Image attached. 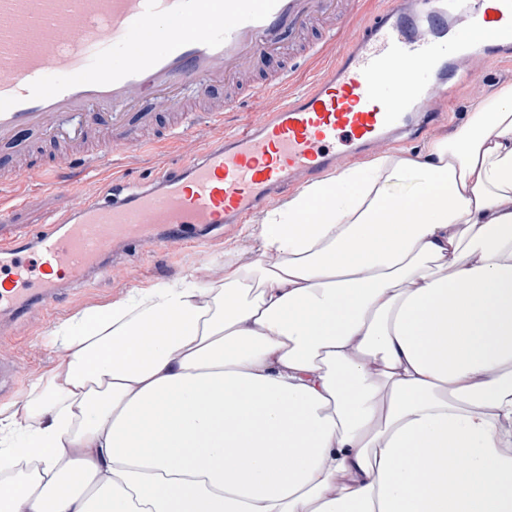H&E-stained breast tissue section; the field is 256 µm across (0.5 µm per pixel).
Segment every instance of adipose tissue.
<instances>
[{"label": "adipose tissue", "instance_id": "1", "mask_svg": "<svg viewBox=\"0 0 512 512\" xmlns=\"http://www.w3.org/2000/svg\"><path fill=\"white\" fill-rule=\"evenodd\" d=\"M254 250L58 328L0 417V512H512V86Z\"/></svg>", "mask_w": 512, "mask_h": 512}]
</instances>
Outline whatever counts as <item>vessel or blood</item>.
<instances>
[{"label": "vessel or blood", "mask_w": 512, "mask_h": 512, "mask_svg": "<svg viewBox=\"0 0 512 512\" xmlns=\"http://www.w3.org/2000/svg\"><path fill=\"white\" fill-rule=\"evenodd\" d=\"M326 2L0 0V144L55 135L60 117L94 107L120 127L141 104L175 109L174 89L224 81L242 58L298 36ZM479 24L496 35L490 52H463L460 34ZM465 58H512V0H398L271 117L206 143L159 181L78 199L64 230L0 239V315L47 310L62 283L102 273L106 253L159 246L158 226L183 237L243 223L347 153L422 133L436 120L424 100L446 91Z\"/></svg>", "instance_id": "b4317fda"}]
</instances>
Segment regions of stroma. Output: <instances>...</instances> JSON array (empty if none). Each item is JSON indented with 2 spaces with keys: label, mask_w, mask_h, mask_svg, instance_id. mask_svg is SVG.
Here are the masks:
<instances>
[{
  "label": "stroma",
  "mask_w": 512,
  "mask_h": 512,
  "mask_svg": "<svg viewBox=\"0 0 512 512\" xmlns=\"http://www.w3.org/2000/svg\"><path fill=\"white\" fill-rule=\"evenodd\" d=\"M392 4L393 0H339L335 13L317 16L307 23L300 43H287L277 52L242 59L234 83L210 84L198 101L194 115L196 130L189 136L166 135L174 115L156 111L137 129L143 138L158 141L155 151L129 149L110 155L107 152L110 142L125 139L126 134L111 128L105 112L94 108L80 116L66 117L65 129L80 128L91 133L94 140L88 147L105 153L106 158L98 169H84L79 157L88 147L76 142L77 160L61 167V178L72 183L79 194L102 197L115 181L148 182L179 169L205 142L221 140L246 123L269 115L278 108L283 95L312 86L354 37L361 23ZM283 67L288 70V84L283 92L251 95L252 87L274 81ZM506 85H512L510 58L482 68L476 78H462L452 102L436 104L440 125L418 139L388 147V154L419 153L435 142L453 138L473 112ZM217 106L224 109V120L220 123L212 122L208 115L209 108ZM22 140L19 149L0 146V239L45 231L50 217L65 216L69 208L68 199L54 193L42 181L20 179L25 168L53 161L55 144L41 142L35 133L24 134ZM261 230L262 219L256 216L247 224L223 225L197 246L172 243L151 251L129 246L107 275L88 285L63 291L48 311L23 318L16 331L0 333V356L12 359L17 370L15 386L0 395V414L7 415L21 408L60 365L62 353L52 344L59 325L79 312L106 308L137 288L190 276L200 280L220 277L225 262L242 246L257 244Z\"/></svg>",
  "instance_id": "35a3bbf8"
}]
</instances>
